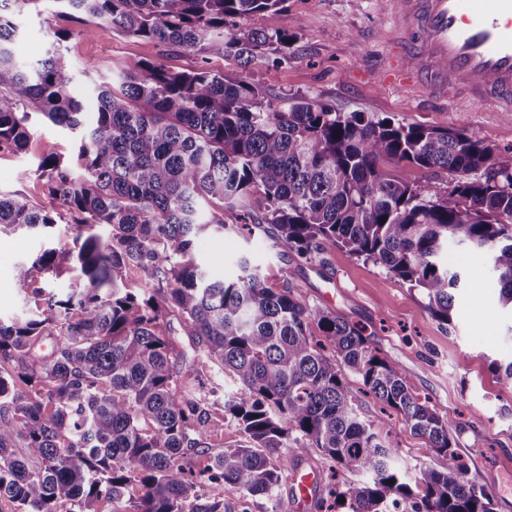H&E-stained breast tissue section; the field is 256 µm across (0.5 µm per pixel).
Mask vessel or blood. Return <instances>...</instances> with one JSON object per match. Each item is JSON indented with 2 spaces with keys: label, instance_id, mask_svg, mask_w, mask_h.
<instances>
[{
  "label": "vessel or blood",
  "instance_id": "vessel-or-blood-1",
  "mask_svg": "<svg viewBox=\"0 0 512 512\" xmlns=\"http://www.w3.org/2000/svg\"><path fill=\"white\" fill-rule=\"evenodd\" d=\"M399 18L411 37L401 69L442 95L449 87L512 112V0H400ZM300 504L312 507L320 477L292 473Z\"/></svg>",
  "mask_w": 512,
  "mask_h": 512
}]
</instances>
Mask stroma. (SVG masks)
Masks as SVG:
<instances>
[{
  "label": "stroma",
  "mask_w": 512,
  "mask_h": 512,
  "mask_svg": "<svg viewBox=\"0 0 512 512\" xmlns=\"http://www.w3.org/2000/svg\"><path fill=\"white\" fill-rule=\"evenodd\" d=\"M17 22L15 52L30 63L43 57L49 31L62 33L61 49L79 92L119 80L145 61L173 71L199 64L196 57L158 41L125 37L48 8L38 15H20ZM272 22L293 35L291 60L276 64L263 58L243 68L235 59L215 58L212 67L232 79L248 77L271 99L316 97L339 112H372L406 124L454 128L497 151L512 150V112L499 111L489 102L438 98L421 82L389 79L401 48L392 0H287L276 19L255 14L244 24L261 29ZM88 63L93 71H85ZM50 152L73 159L77 141L50 122H36L26 151L0 152V191L45 202L46 181L35 168L39 157ZM43 243L36 232L0 237V320L34 311L33 297L18 294L11 283L16 263ZM448 254L461 263L465 278L449 325L434 319L419 291L340 249L309 262L283 257L281 247L264 234L227 233L204 236L197 256L215 278L233 277L239 257H247L269 287L296 283L309 309H328L364 327L371 346L397 363L416 392L429 397L439 415L450 421L468 479L491 493L495 512H512V390L499 383L496 371L497 365L512 360V311L498 300L486 254L453 245ZM355 407L364 419L388 430L409 476L439 464L426 439L413 435L371 397L357 394ZM214 418L207 428V455H187L185 468H202L208 454L241 441L236 421L219 412Z\"/></svg>",
  "instance_id": "stroma-1"
}]
</instances>
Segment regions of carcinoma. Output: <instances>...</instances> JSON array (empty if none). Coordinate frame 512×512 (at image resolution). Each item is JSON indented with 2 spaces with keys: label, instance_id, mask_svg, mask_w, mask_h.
I'll list each match as a JSON object with an SVG mask.
<instances>
[{
  "label": "carcinoma",
  "instance_id": "obj_1",
  "mask_svg": "<svg viewBox=\"0 0 512 512\" xmlns=\"http://www.w3.org/2000/svg\"><path fill=\"white\" fill-rule=\"evenodd\" d=\"M45 0H0V152L21 151L33 117L78 139L76 178L63 160L42 157L49 200L0 192V230L76 233L16 266L13 287L32 294L35 318L0 321V499L15 512H230L246 492L294 512L275 494L282 470L321 453L342 472L329 495L346 512H494L491 494L467 478L450 424L417 395L400 367L371 347L358 325L310 310L291 282L269 288L249 259L236 280L212 279L197 263L202 234L226 229L201 203L256 204L289 254L323 259L330 247L381 265L422 292L449 325L461 276L448 244L489 257L499 300L512 309V153L458 129L404 124L369 112H337L313 97L267 98L244 79L209 67L232 57L288 61L293 39L252 14L275 16L285 0H52L110 30L149 38L200 58L174 72L142 62L119 86L94 90L96 111L76 97L54 33L45 55L20 61L13 14ZM390 160L430 173L422 185L395 177ZM73 225L62 226V213ZM130 267L156 282L136 292ZM71 280L62 293L41 279ZM172 312L204 355L247 391L224 399L243 440L183 467L206 447L212 413L196 368L164 330ZM316 324L319 335L311 331ZM54 337L48 355L44 337ZM392 410L441 458L415 479L399 465L384 426L363 419L354 392Z\"/></svg>",
  "mask_w": 512,
  "mask_h": 512
}]
</instances>
